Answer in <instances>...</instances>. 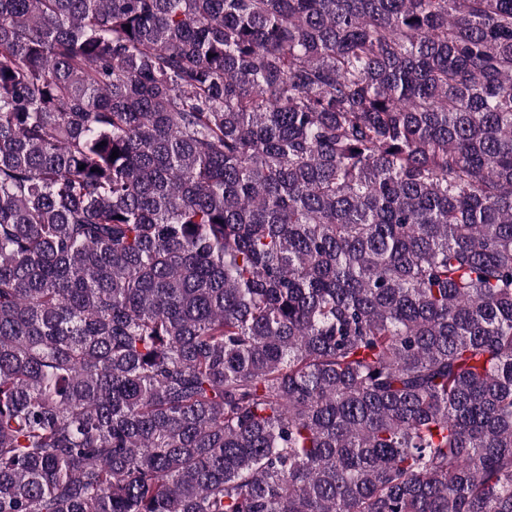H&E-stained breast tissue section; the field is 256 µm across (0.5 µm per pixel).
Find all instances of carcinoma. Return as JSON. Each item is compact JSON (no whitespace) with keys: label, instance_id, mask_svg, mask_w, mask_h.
I'll list each match as a JSON object with an SVG mask.
<instances>
[{"label":"carcinoma","instance_id":"1","mask_svg":"<svg viewBox=\"0 0 512 512\" xmlns=\"http://www.w3.org/2000/svg\"><path fill=\"white\" fill-rule=\"evenodd\" d=\"M0 512H512V0H0Z\"/></svg>","mask_w":512,"mask_h":512}]
</instances>
